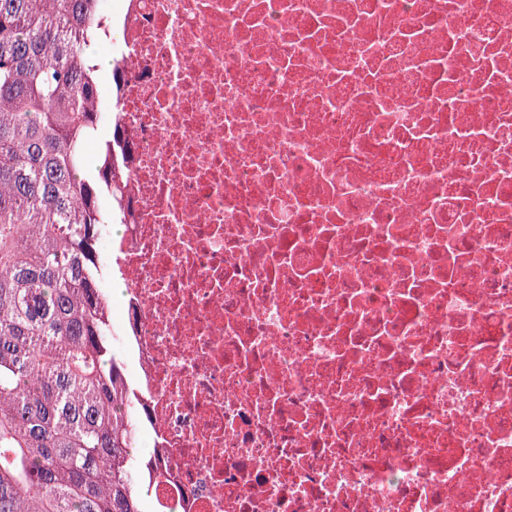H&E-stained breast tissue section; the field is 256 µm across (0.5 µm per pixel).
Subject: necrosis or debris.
Listing matches in <instances>:
<instances>
[{
    "instance_id": "1",
    "label": "necrosis or debris",
    "mask_w": 512,
    "mask_h": 512,
    "mask_svg": "<svg viewBox=\"0 0 512 512\" xmlns=\"http://www.w3.org/2000/svg\"><path fill=\"white\" fill-rule=\"evenodd\" d=\"M95 11L152 498L512 512V0Z\"/></svg>"
}]
</instances>
